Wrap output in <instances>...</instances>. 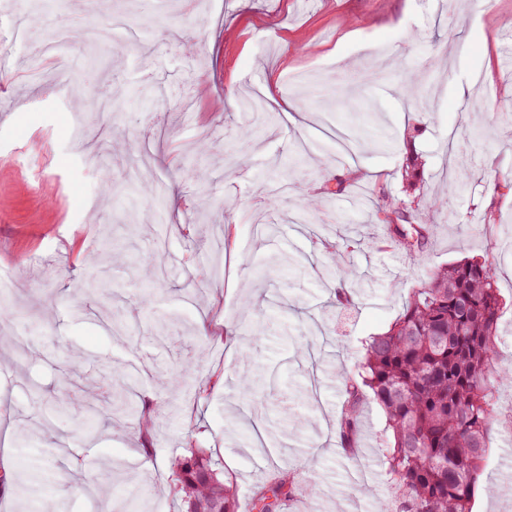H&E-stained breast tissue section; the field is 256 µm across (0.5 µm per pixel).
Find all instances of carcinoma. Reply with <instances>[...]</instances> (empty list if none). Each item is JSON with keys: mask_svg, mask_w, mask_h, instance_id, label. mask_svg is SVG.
I'll use <instances>...</instances> for the list:
<instances>
[{"mask_svg": "<svg viewBox=\"0 0 512 512\" xmlns=\"http://www.w3.org/2000/svg\"><path fill=\"white\" fill-rule=\"evenodd\" d=\"M405 91L422 107L428 94L421 83H405ZM418 126L407 129L406 158L401 168L406 199L380 195L382 223L394 248L409 256L418 253L424 226L448 201L422 202L421 171L413 149ZM256 131L240 136L239 149L229 161L240 164L252 152ZM88 293L101 306L112 305V284L106 279L88 284ZM502 307L494 262L472 258L435 269L414 289L401 315L389 328L366 342L358 377L345 380L338 416V435L344 448L358 447L362 409L368 397L384 411L392 441L384 459L391 484L388 512H472L478 477L491 442L497 416L499 384L512 380V370L495 362ZM105 400H90L91 417L112 411L138 422L143 448L153 454L151 401L134 391L135 377L107 378ZM170 493L179 499L180 512H239L234 482L224 479V462L189 442L172 462ZM290 475L282 473L250 491L253 512H281L292 493Z\"/></svg>", "mask_w": 512, "mask_h": 512, "instance_id": "obj_1", "label": "carcinoma"}]
</instances>
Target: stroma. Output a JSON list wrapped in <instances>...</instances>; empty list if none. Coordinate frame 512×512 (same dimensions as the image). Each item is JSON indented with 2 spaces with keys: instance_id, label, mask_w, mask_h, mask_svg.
Instances as JSON below:
<instances>
[{
  "instance_id": "1",
  "label": "stroma",
  "mask_w": 512,
  "mask_h": 512,
  "mask_svg": "<svg viewBox=\"0 0 512 512\" xmlns=\"http://www.w3.org/2000/svg\"><path fill=\"white\" fill-rule=\"evenodd\" d=\"M132 36L109 47L115 17ZM25 38L0 70V471L15 480L11 512H30L29 436L49 470L44 496L65 512H177L167 478L184 444L224 461L247 493L277 470L312 482L282 512H382L390 438L374 401L359 446L337 445L346 377L365 342L386 331L434 268L493 248L505 304L498 363L512 365V120L471 112L475 98L512 100V0H21ZM417 66L429 107L412 106L406 65ZM367 70L359 86L335 69ZM294 101L303 118L264 131L251 162L228 171L254 115L240 98ZM419 124L424 197L468 176L469 153L451 141L478 128L482 174L450 199L416 259L378 250L385 234L373 185L403 198L399 147L383 134ZM365 129L375 145L339 154L337 133ZM295 173L298 190L272 203ZM343 191L327 193L335 179ZM313 206L310 222L296 221ZM354 247L335 259L333 243ZM353 276L342 282L337 261ZM109 273L124 298L110 335L84 284ZM140 363L153 402L156 457L144 459L137 423L82 421L54 407L64 389L99 390L95 373ZM190 376L166 386L154 367ZM276 372L264 404L240 378ZM478 481L473 512H512V386ZM371 495H362L361 485Z\"/></svg>"
}]
</instances>
